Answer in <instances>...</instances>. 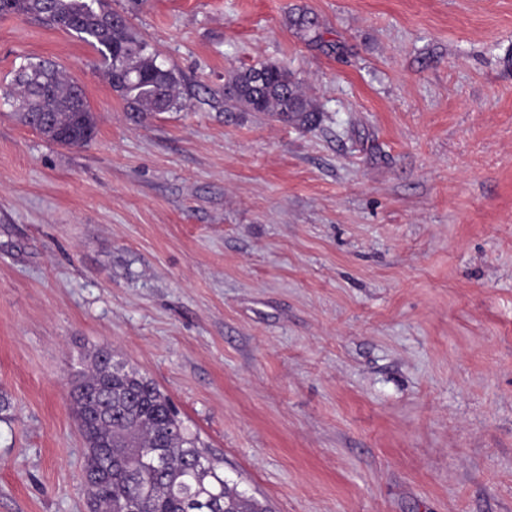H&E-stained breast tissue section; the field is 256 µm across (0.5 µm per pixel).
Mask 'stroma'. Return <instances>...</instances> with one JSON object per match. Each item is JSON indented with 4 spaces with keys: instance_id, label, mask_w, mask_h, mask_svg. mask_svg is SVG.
Listing matches in <instances>:
<instances>
[{
    "instance_id": "1",
    "label": "stroma",
    "mask_w": 512,
    "mask_h": 512,
    "mask_svg": "<svg viewBox=\"0 0 512 512\" xmlns=\"http://www.w3.org/2000/svg\"><path fill=\"white\" fill-rule=\"evenodd\" d=\"M110 4L182 109L135 122L88 44L0 16V91L47 59L98 118L64 147L0 105V512H89L99 348L268 512H512V0ZM270 62L316 128L225 99Z\"/></svg>"
}]
</instances>
